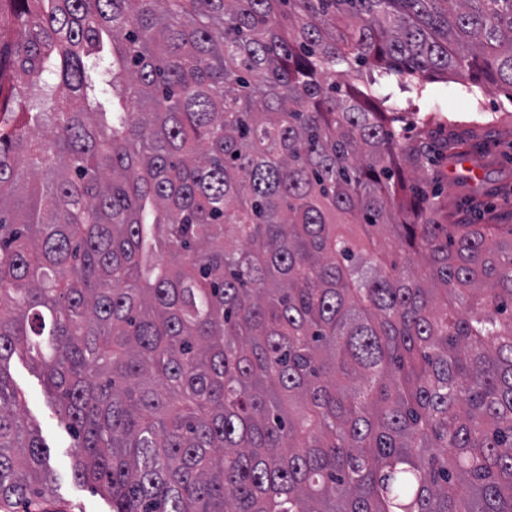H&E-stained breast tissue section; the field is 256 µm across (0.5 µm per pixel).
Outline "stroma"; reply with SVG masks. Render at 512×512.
<instances>
[{"label": "stroma", "instance_id": "obj_1", "mask_svg": "<svg viewBox=\"0 0 512 512\" xmlns=\"http://www.w3.org/2000/svg\"><path fill=\"white\" fill-rule=\"evenodd\" d=\"M400 82L399 76L390 75L375 88L394 116L395 131L430 146L459 141L469 151L462 161L441 159L422 174L405 172L406 183L423 180L438 189L449 221L512 224V88L450 75L428 81L416 94L404 91ZM448 86L463 97V111H449L442 93ZM9 371L18 392V413L38 428L50 450L53 496L46 512H111L94 485L74 477V440L46 393L40 371L23 354L13 356Z\"/></svg>", "mask_w": 512, "mask_h": 512}]
</instances>
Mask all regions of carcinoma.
Wrapping results in <instances>:
<instances>
[{
	"mask_svg": "<svg viewBox=\"0 0 512 512\" xmlns=\"http://www.w3.org/2000/svg\"><path fill=\"white\" fill-rule=\"evenodd\" d=\"M450 72L512 0H0V508L22 353L112 512H512V236L371 108Z\"/></svg>",
	"mask_w": 512,
	"mask_h": 512,
	"instance_id": "1",
	"label": "carcinoma"
}]
</instances>
